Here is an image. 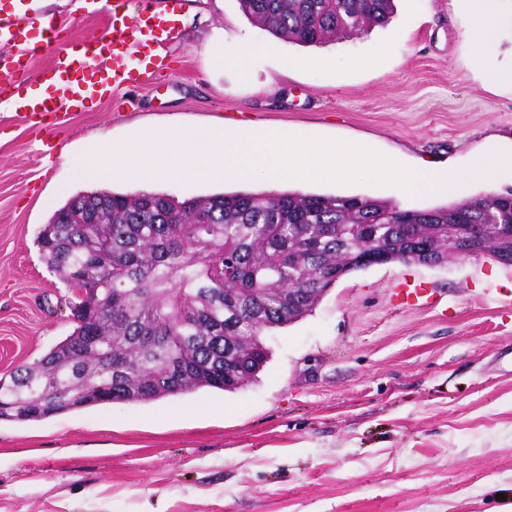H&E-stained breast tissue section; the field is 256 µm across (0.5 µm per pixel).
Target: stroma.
<instances>
[{
	"label": "stroma",
	"mask_w": 512,
	"mask_h": 512,
	"mask_svg": "<svg viewBox=\"0 0 512 512\" xmlns=\"http://www.w3.org/2000/svg\"><path fill=\"white\" fill-rule=\"evenodd\" d=\"M180 37L155 87L121 88L59 116L0 112V375L69 336L74 293L37 236L73 196L88 137L176 123L275 128L360 143L412 166L464 168L512 148V85L489 83L468 37L512 70V0L488 26L458 0H396L382 27L318 47L252 25L237 0H180ZM26 34L66 43L103 29L79 0H48ZM223 36L224 64L201 45ZM296 58L322 60L292 69ZM181 199L267 191L263 181H133ZM278 191L370 197L404 209L447 195L284 181ZM412 276L437 306L398 307ZM255 381L140 404L0 420V512H512V267L486 256L392 262L342 277L311 315L264 330Z\"/></svg>",
	"instance_id": "stroma-1"
}]
</instances>
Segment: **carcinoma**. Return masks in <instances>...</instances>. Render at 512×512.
<instances>
[{
	"instance_id": "carcinoma-1",
	"label": "carcinoma",
	"mask_w": 512,
	"mask_h": 512,
	"mask_svg": "<svg viewBox=\"0 0 512 512\" xmlns=\"http://www.w3.org/2000/svg\"><path fill=\"white\" fill-rule=\"evenodd\" d=\"M277 38L317 47L385 25L394 0H239ZM90 208L97 224H67ZM473 224L492 258L512 231V191L406 210L356 196L288 191L96 190L70 198L41 228L48 267L77 293L75 328L31 364L0 377V420L32 421L200 388L240 389L268 359L261 336L310 314L370 246L427 266Z\"/></svg>"
}]
</instances>
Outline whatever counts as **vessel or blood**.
<instances>
[{
    "mask_svg": "<svg viewBox=\"0 0 512 512\" xmlns=\"http://www.w3.org/2000/svg\"><path fill=\"white\" fill-rule=\"evenodd\" d=\"M178 36L173 12L157 9L153 0H139L134 23H115L90 35L84 55L69 56L58 42L46 41L41 50L53 57L59 82L55 96L34 103L33 112H57L66 104L107 97L113 90L130 84H153L157 72L166 66L159 47ZM397 289L401 305L429 302L423 283L405 279Z\"/></svg>",
    "mask_w": 512,
    "mask_h": 512,
    "instance_id": "obj_1",
    "label": "vessel or blood"
}]
</instances>
